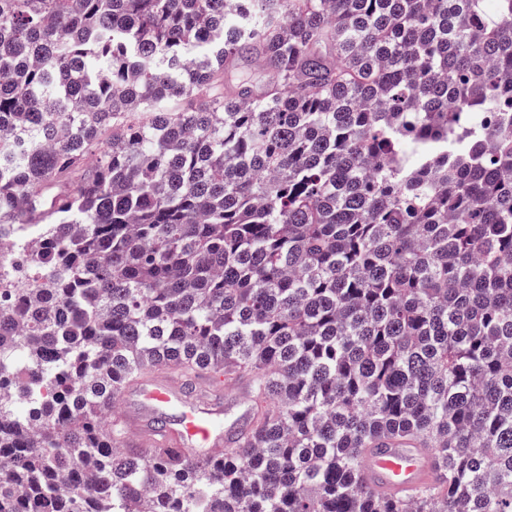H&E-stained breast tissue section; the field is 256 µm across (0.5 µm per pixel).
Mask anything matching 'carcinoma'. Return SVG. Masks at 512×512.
Returning a JSON list of instances; mask_svg holds the SVG:
<instances>
[{
	"mask_svg": "<svg viewBox=\"0 0 512 512\" xmlns=\"http://www.w3.org/2000/svg\"><path fill=\"white\" fill-rule=\"evenodd\" d=\"M0 235V512H512V0H0ZM148 365L260 411L146 453ZM227 386L235 391L232 400L236 403V421H244L249 415V404L247 402L248 385L241 377L236 375L228 383ZM361 468L366 483L387 496L404 495L436 480L432 454L427 448L410 445L371 448L364 452Z\"/></svg>",
	"mask_w": 512,
	"mask_h": 512,
	"instance_id": "1",
	"label": "carcinoma"
}]
</instances>
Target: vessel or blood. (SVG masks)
I'll return each mask as SVG.
<instances>
[{"mask_svg":"<svg viewBox=\"0 0 512 512\" xmlns=\"http://www.w3.org/2000/svg\"><path fill=\"white\" fill-rule=\"evenodd\" d=\"M153 368L142 371L145 388L123 392L121 416L128 444L139 448L157 447V440L146 430V423L161 416L172 405H180L181 417L172 432V444L180 451L193 454H220L224 451V407L200 391L191 400L181 394L176 376L153 380ZM362 473L375 491L402 495L436 480L434 459L428 449L390 444L364 452Z\"/></svg>","mask_w":512,"mask_h":512,"instance_id":"vessel-or-blood-1","label":"vessel or blood"}]
</instances>
